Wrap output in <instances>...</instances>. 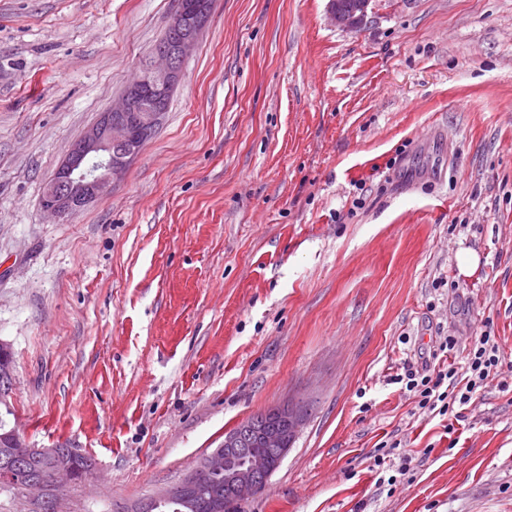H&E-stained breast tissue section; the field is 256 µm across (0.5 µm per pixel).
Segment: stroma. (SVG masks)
<instances>
[{
  "label": "stroma",
  "instance_id": "1",
  "mask_svg": "<svg viewBox=\"0 0 512 512\" xmlns=\"http://www.w3.org/2000/svg\"><path fill=\"white\" fill-rule=\"evenodd\" d=\"M173 6L0 0V416L93 459L63 512H126L291 401L299 438L229 512H512V0H375L357 30L329 0H214L124 180L48 218ZM486 332L507 386L419 410L405 364ZM382 448L412 479L378 483Z\"/></svg>",
  "mask_w": 512,
  "mask_h": 512
}]
</instances>
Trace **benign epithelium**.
<instances>
[{"label": "benign epithelium", "instance_id": "1", "mask_svg": "<svg viewBox=\"0 0 512 512\" xmlns=\"http://www.w3.org/2000/svg\"><path fill=\"white\" fill-rule=\"evenodd\" d=\"M213 0H176L169 22L161 34L146 72L98 122L76 141L56 167L42 192V210L58 219L72 215L119 184L146 138L160 123L170 97L183 76V63L195 47L211 10ZM372 0H359L357 9L341 10L329 0L330 16L337 26L362 27ZM308 408L288 404L264 412L259 427L235 428L224 434V442L204 455L177 484L158 497L143 502L130 512H155L159 503L176 501L183 512H197L199 490L208 476H224V484L209 488L207 512H228V507L253 496L266 485L279 467L293 441L306 423ZM261 448H274L265 455ZM70 448H34L21 435L10 432L0 437V480L14 481L21 473L22 489L43 499L45 512H60L58 492L76 482ZM39 461L38 475L25 472V465Z\"/></svg>", "mask_w": 512, "mask_h": 512}]
</instances>
